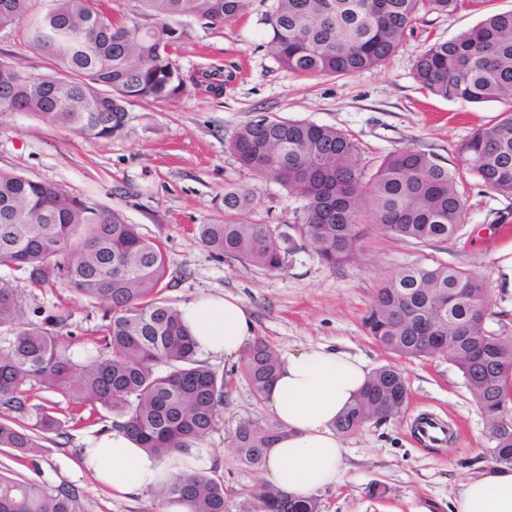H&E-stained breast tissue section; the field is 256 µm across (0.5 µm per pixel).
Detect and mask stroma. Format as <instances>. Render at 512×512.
<instances>
[{
	"instance_id": "stroma-1",
	"label": "stroma",
	"mask_w": 512,
	"mask_h": 512,
	"mask_svg": "<svg viewBox=\"0 0 512 512\" xmlns=\"http://www.w3.org/2000/svg\"><path fill=\"white\" fill-rule=\"evenodd\" d=\"M275 0H248L241 15L215 26L188 20V35L173 58L184 74L224 70L220 93L190 88L177 102L138 100L112 139H88L19 112L0 114V170L62 184L88 202L119 210L127 223L160 241L167 254L163 298L173 306L201 295L238 297L255 322V337L279 355L325 345L363 357L370 368L393 364L408 386L406 407L381 423L346 436L350 468L341 485L318 492L321 512H448L457 483L489 464L487 426L458 369L441 359L408 360L385 350L365 318L377 288L401 266L445 263L477 274L489 292L490 330L512 336V197L488 190L460 165L472 133L503 106L444 100L423 91L413 77L416 57L430 44L457 37L484 15L512 11V0H484L480 10L421 16L393 55L377 68L350 75L309 76L284 69L268 50L267 17ZM260 114L305 120L343 130L358 143L366 169L390 151L409 146L437 156L456 172L467 200V224L455 245L420 246L373 227L352 263L328 267L309 247L288 245L284 271L266 272L212 257L195 237L197 225L223 219L224 189L235 186L258 206L246 220L293 226L302 202L279 185L242 171L229 150L237 129ZM26 318L64 317L60 336L82 354L102 325L105 302L90 305L64 288H25ZM205 362L229 373L224 423L192 456L224 482L226 512H253L262 471L241 465L232 439L241 420L267 419L249 384L220 356ZM93 423L67 427L44 443L37 467L25 478L50 488L79 491L82 512H161L155 490L121 495L83 468L89 438L113 417L91 408ZM435 414L451 424V444L421 443L415 424ZM385 496L370 494L372 485Z\"/></svg>"
}]
</instances>
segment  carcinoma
Instances as JSON below:
<instances>
[{
	"label": "carcinoma",
	"instance_id": "carcinoma-1",
	"mask_svg": "<svg viewBox=\"0 0 512 512\" xmlns=\"http://www.w3.org/2000/svg\"><path fill=\"white\" fill-rule=\"evenodd\" d=\"M34 0H0V30L17 25L29 48L50 59L52 75H34L0 57V114L25 112L93 139H110L136 100L173 103L187 79L170 48L188 36L184 20H234L245 0H128L114 21L98 0H50L47 31L29 26ZM482 0H276L268 47L297 74H355L397 49L420 13H448ZM414 78L433 95L506 105L477 129L460 163L486 188L512 196V11L492 14L461 36L435 42L414 63ZM240 168L303 200L294 230L326 265L354 261L368 226L420 244L447 243L466 225L455 174L433 155L396 149L363 181L359 147L341 130L304 120L257 115L230 142ZM253 198L224 188V219L196 226L200 243L226 262L265 271L285 267L288 240L279 224L238 215ZM0 266L33 288L60 284L94 305L108 303L102 335L77 359L44 323L25 318L23 289L0 281V448L37 467L47 435L84 420L87 405L112 413V426L165 459L189 453L224 422V376L197 358L177 307L160 297L168 265L161 242L142 235L115 210L88 203L62 185L0 171ZM484 282L437 263L407 264L377 290L366 317L372 336L406 359L452 363L489 426L491 460L512 467V336L486 327ZM281 360L264 340L248 348L242 375L263 398ZM66 400L32 402L34 386ZM401 370L372 372L338 420L343 435L400 413L407 401ZM280 434L273 421L245 419L233 443L240 462L263 466ZM160 494L186 512H225L224 482L205 471L171 476ZM0 512H80L78 495L0 472ZM256 512H320L318 499L263 487Z\"/></svg>",
	"mask_w": 512,
	"mask_h": 512
}]
</instances>
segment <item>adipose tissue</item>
<instances>
[{
  "label": "adipose tissue",
  "instance_id": "1",
  "mask_svg": "<svg viewBox=\"0 0 512 512\" xmlns=\"http://www.w3.org/2000/svg\"><path fill=\"white\" fill-rule=\"evenodd\" d=\"M198 353L238 358L254 334V320L236 297L202 295L180 307ZM371 370L360 356L318 346L288 354L263 402L281 433L265 452V478L296 498L342 483L348 450L336 423L367 385ZM83 463L118 493L155 488L167 474L193 468L192 459L148 454L119 429L88 440ZM452 512H512V468L483 466L463 479Z\"/></svg>",
  "mask_w": 512,
  "mask_h": 512
}]
</instances>
